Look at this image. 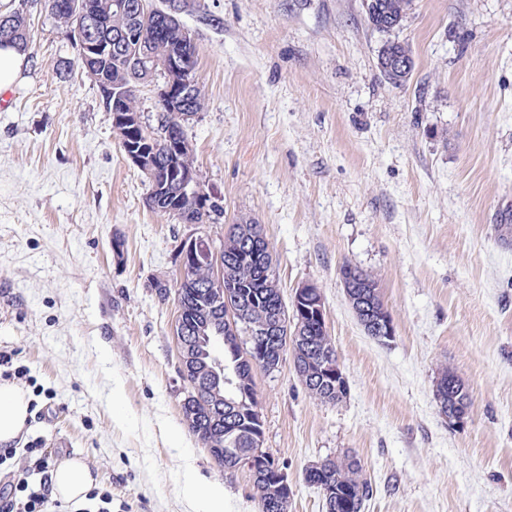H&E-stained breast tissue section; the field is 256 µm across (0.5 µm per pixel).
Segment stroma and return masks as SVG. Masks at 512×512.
<instances>
[{
  "label": "stroma",
  "instance_id": "obj_1",
  "mask_svg": "<svg viewBox=\"0 0 512 512\" xmlns=\"http://www.w3.org/2000/svg\"><path fill=\"white\" fill-rule=\"evenodd\" d=\"M152 3L197 45L206 105L186 132L224 215L147 207L75 45L29 7L25 80L0 101V352L29 367L32 411L15 448L81 459L112 512H190L189 465L221 484L224 512H258L249 472L224 471L183 421L176 304L153 286L175 279L181 241L250 219L283 301L304 282L322 292L349 385L324 404L291 360L255 373L290 512H324L305 471L344 454L372 487L363 512H512V0H411L389 33L364 0ZM390 40L413 56L402 86L378 67ZM347 262L377 281L392 341L359 325ZM444 369L471 396L457 427L434 400Z\"/></svg>",
  "mask_w": 512,
  "mask_h": 512
}]
</instances>
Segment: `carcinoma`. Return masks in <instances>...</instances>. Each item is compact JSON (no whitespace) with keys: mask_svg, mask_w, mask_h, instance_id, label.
Returning <instances> with one entry per match:
<instances>
[{"mask_svg":"<svg viewBox=\"0 0 512 512\" xmlns=\"http://www.w3.org/2000/svg\"><path fill=\"white\" fill-rule=\"evenodd\" d=\"M107 0H83L84 26L83 34L93 40L112 43V37L123 32L139 30L138 41L132 48L119 56L107 53L93 61L79 60L82 69L90 68L99 76L96 81L100 89L102 102L106 111H112V96L108 90L118 84L124 88L122 105L128 112L139 111L136 88L145 74L132 68L128 57L139 55L151 60L164 62L173 52H181L186 57L191 69L198 65V50L190 33L185 28L173 29L162 22L140 27V18L133 12L103 9ZM381 13L379 18L389 14L406 13L410 0H379ZM51 18L60 27L66 29L71 39H76L77 18L67 10L57 8ZM32 30L27 21V8L21 6L0 11V44L10 43L15 46L23 43L31 45ZM158 130L147 125L141 136L150 153L159 160L162 168L171 165L177 169L195 168L192 144L185 129L174 128L168 139L157 138ZM180 209L186 214V220L193 224L215 223L224 213V207L211 205L207 208L195 207L192 202L178 196L175 186H170L164 193L156 194L154 211L162 215H171V210ZM270 249L269 241L258 244L255 249L234 257L233 268L239 281L244 284L246 294L252 296L247 316L253 325H261L277 315L286 314L287 306L283 303L280 290L267 289V280H276L275 265L262 260V255ZM197 282L207 287V294L190 297L188 301L197 303L209 310L210 326L224 330V380L218 385V392L233 394L237 391L256 393L254 359L259 355L261 345L244 338L236 340L229 329H224V290L213 282L212 266L200 258L194 267ZM309 336L321 351L337 356L336 349L329 336L326 323L313 320L310 323ZM197 347L198 354L207 360L214 355L213 346L216 336H189ZM349 392L348 382L339 380L333 388L309 387V394L326 404H336L345 399ZM436 404L448 405L455 401L460 410L470 408L471 397L468 388L458 376L446 369L441 371L434 383ZM198 418L189 426L191 432L206 448L213 449L212 458L226 470L234 469L237 458L253 450V436L259 426L251 408L232 416L224 414V402L216 400L211 392L205 390L202 402L197 404ZM360 461L351 455L327 457L315 463V469L306 470L305 480L308 484L321 488L329 484L341 492L340 502L336 503L334 512H348L341 502L350 499L357 501V512H362L364 502L370 495V484L361 476ZM253 485L258 500V512H289V505L274 499L269 491V481L263 477V469L253 477Z\"/></svg>","mask_w":512,"mask_h":512,"instance_id":"1","label":"carcinoma"}]
</instances>
